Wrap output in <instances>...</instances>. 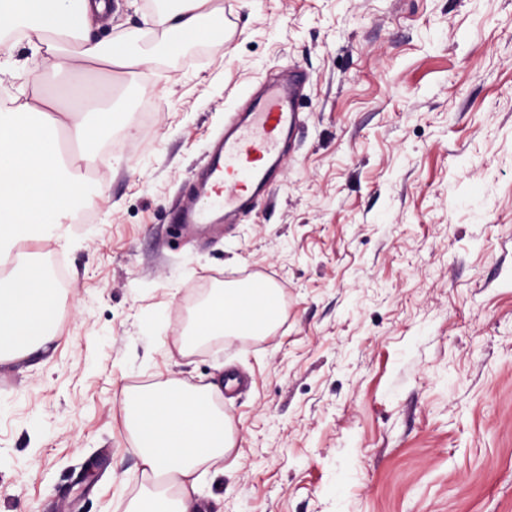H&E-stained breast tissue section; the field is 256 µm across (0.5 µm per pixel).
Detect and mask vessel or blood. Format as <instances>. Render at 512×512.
I'll return each mask as SVG.
<instances>
[{
  "instance_id": "1",
  "label": "vessel or blood",
  "mask_w": 512,
  "mask_h": 512,
  "mask_svg": "<svg viewBox=\"0 0 512 512\" xmlns=\"http://www.w3.org/2000/svg\"><path fill=\"white\" fill-rule=\"evenodd\" d=\"M306 79V73L299 72L288 84L269 82L250 111L225 127L188 203L174 214V223H214L246 209L257 194L274 187L282 170L283 136L296 123V90Z\"/></svg>"
}]
</instances>
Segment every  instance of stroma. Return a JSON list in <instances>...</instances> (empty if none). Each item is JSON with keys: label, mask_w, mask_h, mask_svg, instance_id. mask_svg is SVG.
<instances>
[{"label": "stroma", "mask_w": 512, "mask_h": 512, "mask_svg": "<svg viewBox=\"0 0 512 512\" xmlns=\"http://www.w3.org/2000/svg\"><path fill=\"white\" fill-rule=\"evenodd\" d=\"M223 3V26L155 50L150 87L75 75L118 111L107 163L73 150L85 222L6 261L64 281L48 351L0 363V512H126L123 392L228 371L248 384L206 512H512V0ZM145 14L112 0L96 34ZM291 68L310 80L274 190L175 233L213 140ZM251 270L279 326L184 349L200 294Z\"/></svg>", "instance_id": "35a3bbf8"}]
</instances>
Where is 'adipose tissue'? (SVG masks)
I'll use <instances>...</instances> for the list:
<instances>
[{
	"label": "adipose tissue",
	"mask_w": 512,
	"mask_h": 512,
	"mask_svg": "<svg viewBox=\"0 0 512 512\" xmlns=\"http://www.w3.org/2000/svg\"><path fill=\"white\" fill-rule=\"evenodd\" d=\"M109 8L108 0H0V31H21L34 58L47 64L48 75L63 77L105 65L149 83L151 60L129 51V36H117L108 45L92 41L91 22ZM223 20L219 0H172L171 7L151 17L162 32L194 37L205 36L206 23ZM43 77L35 75L21 85L14 106L0 107L1 256L20 240L47 234L84 200V176L64 155L61 132L84 148L88 162L101 159L93 148L98 140L95 128L73 113L51 110L37 95ZM54 311V290L39 269L0 275V360L46 351ZM280 318L277 289L217 288L199 308L193 333L259 336L273 330ZM223 398L222 385L189 388L178 381L126 395L124 421L146 483V497L135 512H198L199 466L223 458L235 446L232 426L220 407ZM172 484L181 491L175 499L167 494Z\"/></svg>",
	"instance_id": "ef3b65f1"
}]
</instances>
